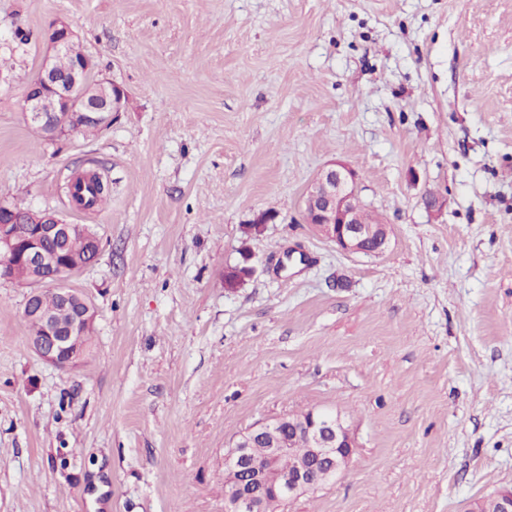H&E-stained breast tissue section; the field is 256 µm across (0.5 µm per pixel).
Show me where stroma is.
Wrapping results in <instances>:
<instances>
[{"instance_id":"obj_1","label":"stroma","mask_w":512,"mask_h":512,"mask_svg":"<svg viewBox=\"0 0 512 512\" xmlns=\"http://www.w3.org/2000/svg\"><path fill=\"white\" fill-rule=\"evenodd\" d=\"M58 18L129 102L53 144L22 99ZM333 161L383 255L307 224ZM90 169L112 192L82 211L65 186ZM1 201L100 250L70 281L96 309L74 370L0 281V512H224L225 452L310 409L356 449L285 512H468L512 486V0H0Z\"/></svg>"}]
</instances>
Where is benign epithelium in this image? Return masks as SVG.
I'll use <instances>...</instances> for the list:
<instances>
[{
  "mask_svg": "<svg viewBox=\"0 0 512 512\" xmlns=\"http://www.w3.org/2000/svg\"><path fill=\"white\" fill-rule=\"evenodd\" d=\"M74 37L66 21L49 24L47 55L24 95L31 125L49 142L68 140L88 125L109 126L112 114L124 111L129 101L126 90L115 82L99 79L94 86L87 84L94 65L85 54L73 59L68 70L58 71V60L70 53ZM303 210L316 231L346 254L379 256L387 251L388 228L364 220L355 173L343 162H331L316 173L304 195ZM79 229L48 210H30L23 221L11 209H0V280H10L9 267L15 260L31 270L33 289L24 316L37 326L29 344L41 360L60 368L80 364L85 349L80 329L95 318L94 306L84 295L57 287L62 275L72 276L98 255L99 239L89 234L88 260L65 266L68 243ZM289 420L283 415L262 421L225 452L224 471L234 475L225 512H266L267 492L288 504L347 470L356 448L354 438L340 415L318 410L307 411L295 422V430L325 472L300 458L283 468L281 461L292 449L280 427ZM470 512H512V489L475 502Z\"/></svg>",
  "mask_w": 512,
  "mask_h": 512,
  "instance_id": "obj_1",
  "label": "benign epithelium"
}]
</instances>
